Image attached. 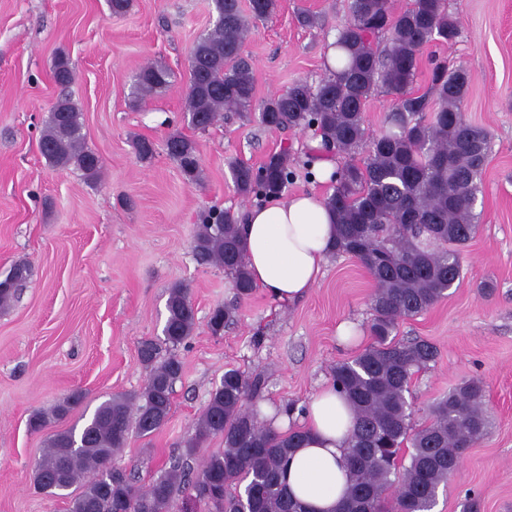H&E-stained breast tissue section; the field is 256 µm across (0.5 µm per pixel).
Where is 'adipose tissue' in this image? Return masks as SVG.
Wrapping results in <instances>:
<instances>
[{
	"instance_id": "obj_1",
	"label": "adipose tissue",
	"mask_w": 512,
	"mask_h": 512,
	"mask_svg": "<svg viewBox=\"0 0 512 512\" xmlns=\"http://www.w3.org/2000/svg\"><path fill=\"white\" fill-rule=\"evenodd\" d=\"M336 217L312 193L279 196L247 210L243 242L254 284L277 301L307 295L319 282L336 238ZM351 403L333 386L308 403L302 427L306 438L284 468L288 492L309 512H336L349 477L343 454L353 431Z\"/></svg>"
}]
</instances>
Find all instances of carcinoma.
I'll list each match as a JSON object with an SVG mask.
<instances>
[{
	"mask_svg": "<svg viewBox=\"0 0 512 512\" xmlns=\"http://www.w3.org/2000/svg\"><path fill=\"white\" fill-rule=\"evenodd\" d=\"M278 0H211L216 23L189 53L190 81L183 120L204 131L226 112H239L268 130L314 129L338 167L326 204L336 216L333 254L356 258L374 282L372 342L354 358L336 364L332 382L351 402L356 425L343 457L350 480L348 498L337 512H432L441 485L457 471L464 451L489 432L477 379L462 382L428 406V422L410 423L405 393L415 372L435 362L437 348L426 340L397 339L399 323L426 313L461 278L459 249L477 228L474 199L490 149L488 131L468 124L462 114L468 76L430 61V87L413 88L431 42L451 43L458 26L447 0H411L402 11L389 0H349L350 21L338 32L343 51L336 68L317 83L301 81L277 97L256 101L243 44L258 21L271 16ZM386 36L384 48L371 37ZM55 81L65 86L73 73L66 57L53 63ZM171 72L148 65L135 76L133 94L145 100L170 85ZM385 88L395 95L386 130L371 138L365 106ZM78 105L64 97L54 105L40 136L43 157L56 168L73 167L90 180L100 177L101 161L85 148ZM368 146L358 159V149ZM168 155L184 179L202 178L194 140L173 133ZM286 152L267 156L254 168L230 164L236 192L258 204L281 195L292 177ZM243 216L212 211L197 225L192 250L202 265L224 269L234 299L216 307L208 321L220 336L238 315L240 303L255 291L242 238ZM28 278L24 264L0 280V307L15 298ZM163 338L140 342L148 371L141 392L101 403L80 428L54 435L34 467L37 489L69 499L68 512H169L177 493L184 512H303L281 484L288 455L300 447L304 431L281 435L265 424L254 402L261 378L247 380L229 369L210 392L195 434L183 453L145 488L112 460L127 447L131 433L148 438L168 420L173 386L182 373L177 349L191 337L195 310L188 288L168 289ZM80 401L73 394L51 413L29 419L34 431L50 418L65 416ZM214 437L224 447L189 464ZM409 447L411 451L404 453ZM408 463H403V456ZM80 485L76 495L67 493Z\"/></svg>",
	"mask_w": 512,
	"mask_h": 512,
	"instance_id": "carcinoma-1",
	"label": "carcinoma"
}]
</instances>
